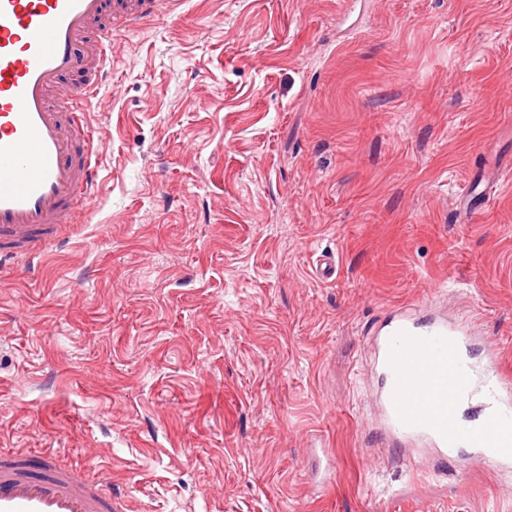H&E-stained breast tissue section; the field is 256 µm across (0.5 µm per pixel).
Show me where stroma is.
Segmentation results:
<instances>
[{"mask_svg": "<svg viewBox=\"0 0 512 512\" xmlns=\"http://www.w3.org/2000/svg\"><path fill=\"white\" fill-rule=\"evenodd\" d=\"M85 224L0 274V452L127 512H512L393 446L371 331L469 321L512 371V0H181L119 38ZM331 258L335 273H319Z\"/></svg>", "mask_w": 512, "mask_h": 512, "instance_id": "35a3bbf8", "label": "stroma"}]
</instances>
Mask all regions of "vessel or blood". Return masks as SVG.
Here are the masks:
<instances>
[{"label":"vessel or blood","mask_w":512,"mask_h":512,"mask_svg":"<svg viewBox=\"0 0 512 512\" xmlns=\"http://www.w3.org/2000/svg\"><path fill=\"white\" fill-rule=\"evenodd\" d=\"M166 0H0V258L24 265L85 222L101 143L89 103L118 37ZM462 323L394 313L374 333L382 417L395 440L426 443L437 460L460 449L512 466V373L467 354ZM483 415L461 426L462 405ZM101 480L63 468L56 454L0 455V512H121Z\"/></svg>","instance_id":"obj_1"}]
</instances>
